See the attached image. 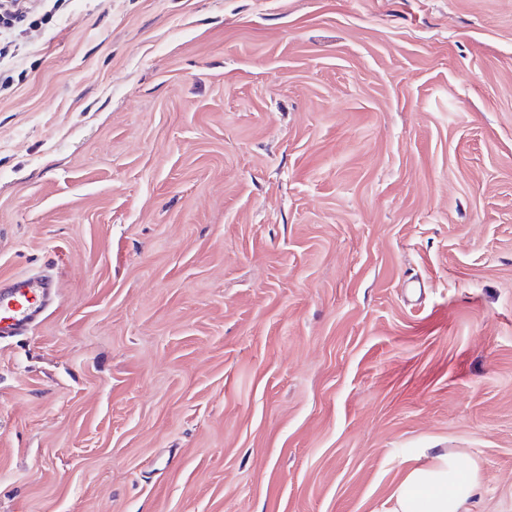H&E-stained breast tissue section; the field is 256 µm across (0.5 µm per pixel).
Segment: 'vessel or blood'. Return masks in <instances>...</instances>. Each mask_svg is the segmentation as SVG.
<instances>
[{"mask_svg":"<svg viewBox=\"0 0 512 512\" xmlns=\"http://www.w3.org/2000/svg\"><path fill=\"white\" fill-rule=\"evenodd\" d=\"M49 291L43 278L30 274L0 281V335L27 331L43 312Z\"/></svg>","mask_w":512,"mask_h":512,"instance_id":"obj_1","label":"vessel or blood"}]
</instances>
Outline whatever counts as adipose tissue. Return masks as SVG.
<instances>
[{
    "label": "adipose tissue",
    "mask_w": 512,
    "mask_h": 512,
    "mask_svg": "<svg viewBox=\"0 0 512 512\" xmlns=\"http://www.w3.org/2000/svg\"><path fill=\"white\" fill-rule=\"evenodd\" d=\"M480 486L476 466L462 468L454 457L439 454L406 474L394 489L387 512H464Z\"/></svg>",
    "instance_id": "1"
}]
</instances>
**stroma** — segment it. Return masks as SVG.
Returning <instances> with one entry per match:
<instances>
[{
  "label": "stroma",
  "instance_id": "1",
  "mask_svg": "<svg viewBox=\"0 0 512 512\" xmlns=\"http://www.w3.org/2000/svg\"><path fill=\"white\" fill-rule=\"evenodd\" d=\"M0 512H512V0H61L0 61ZM49 291L43 278L30 274L0 281V335L27 331L43 312ZM461 471L454 457L436 455L409 471L396 486L385 512H464L479 493L481 478L475 465ZM461 472H465L462 477Z\"/></svg>",
  "mask_w": 512,
  "mask_h": 512
}]
</instances>
